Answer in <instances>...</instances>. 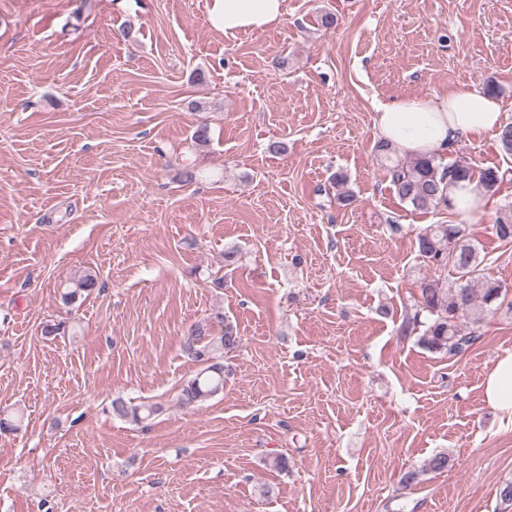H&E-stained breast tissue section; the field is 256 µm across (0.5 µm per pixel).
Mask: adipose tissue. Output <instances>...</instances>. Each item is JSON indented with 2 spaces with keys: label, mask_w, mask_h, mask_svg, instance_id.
Instances as JSON below:
<instances>
[{
  "label": "adipose tissue",
  "mask_w": 512,
  "mask_h": 512,
  "mask_svg": "<svg viewBox=\"0 0 512 512\" xmlns=\"http://www.w3.org/2000/svg\"><path fill=\"white\" fill-rule=\"evenodd\" d=\"M285 13L284 0H211L207 21L224 34L262 32ZM501 102L483 90L463 88L435 98H401L381 105L374 126L380 140L410 157L444 154L461 138L498 130ZM486 401L512 419V352L500 355L484 381Z\"/></svg>",
  "instance_id": "obj_1"
}]
</instances>
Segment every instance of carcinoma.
Returning a JSON list of instances; mask_svg holds the SVG:
<instances>
[{
    "label": "carcinoma",
    "mask_w": 512,
    "mask_h": 512,
    "mask_svg": "<svg viewBox=\"0 0 512 512\" xmlns=\"http://www.w3.org/2000/svg\"><path fill=\"white\" fill-rule=\"evenodd\" d=\"M376 150L391 162L388 172L397 196L418 210L452 208L448 188L460 181L474 183L493 194L507 175L492 167L476 173L464 164L445 165L435 155L394 161L395 148L382 141ZM494 228L499 240L512 241V205L505 206ZM417 244L419 255L437 274L421 279L417 309L401 331L406 336L418 333V343L432 352L459 356L481 338V326L502 306L508 289L485 275L480 252L467 238L464 224H431L417 237ZM96 285L94 276L85 275L65 300L71 302ZM239 342L240 336L229 323L224 324L220 335L211 333L205 319L189 325L183 334L182 349L200 370L181 386L177 396L180 407L193 410L201 402L224 393V352L236 348ZM159 410L156 404L135 405L120 397L111 403L112 415L134 424L144 423ZM449 463L448 454L438 453L428 460L424 470L406 472L401 483L411 486L420 481L423 472L441 473Z\"/></svg>",
    "instance_id": "obj_1"
}]
</instances>
